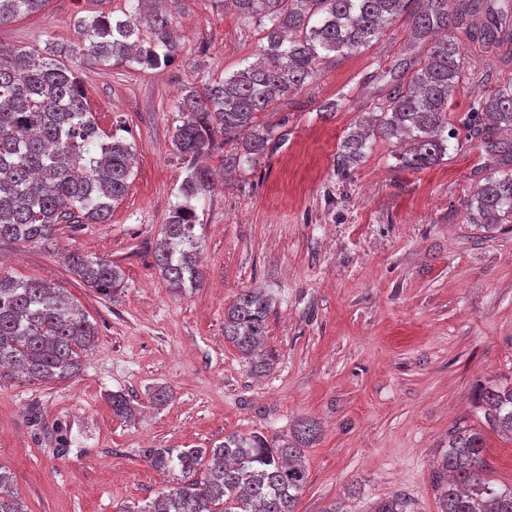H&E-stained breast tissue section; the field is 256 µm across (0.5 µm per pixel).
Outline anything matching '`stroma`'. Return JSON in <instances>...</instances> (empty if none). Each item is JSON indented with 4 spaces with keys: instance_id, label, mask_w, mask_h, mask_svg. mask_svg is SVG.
Segmentation results:
<instances>
[{
    "instance_id": "obj_1",
    "label": "stroma",
    "mask_w": 512,
    "mask_h": 512,
    "mask_svg": "<svg viewBox=\"0 0 512 512\" xmlns=\"http://www.w3.org/2000/svg\"><path fill=\"white\" fill-rule=\"evenodd\" d=\"M125 0H49L0 26L21 49L71 45L76 18L120 14ZM182 51L164 69L76 64L87 108L104 132L121 131L136 161L106 224H62L38 243L1 242L0 271L67 289L96 325L79 375L44 384L0 381V465L26 512H118L166 490L147 448H209L225 435L277 441L295 421L318 426L305 449L308 481L295 512H371L405 495L415 512H440L431 472L458 423L482 425L479 386L512 376V223H473L477 172L491 174L475 142L449 145L435 164L397 166L392 141L373 140L348 176L336 171L343 136L393 88L381 69L422 63L400 16L371 48L322 61L313 79L259 120L281 136L274 155L223 171L237 142L206 158L223 171L197 202L201 288L176 294L153 252L185 165L171 137L186 86L254 62L259 27L229 0H186L173 11ZM512 82V67L473 61L452 96L453 121L476 93ZM339 100L336 111L324 103ZM76 250L118 264L122 288L103 298L68 272ZM247 288L274 299L258 375L224 336V310ZM166 389L164 406L151 402ZM129 394L135 420L112 413ZM69 446L56 450V429ZM495 482L512 486V438L484 427Z\"/></svg>"
}]
</instances>
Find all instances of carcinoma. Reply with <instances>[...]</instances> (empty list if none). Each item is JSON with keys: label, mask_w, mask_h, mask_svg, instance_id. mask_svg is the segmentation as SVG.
I'll list each match as a JSON object with an SVG mask.
<instances>
[{"label": "carcinoma", "mask_w": 512, "mask_h": 512, "mask_svg": "<svg viewBox=\"0 0 512 512\" xmlns=\"http://www.w3.org/2000/svg\"><path fill=\"white\" fill-rule=\"evenodd\" d=\"M47 0H0V25L39 13ZM185 0H127L123 16H85L75 21V53L87 63L172 65L181 44L170 30V7ZM232 0L243 19L262 27L257 59L229 77L186 87L176 103L183 113L171 144L185 164L163 238L155 248L159 275L179 292L201 287L196 263L198 222L195 201L214 173L198 163L214 150L217 137L243 129L250 136L231 165H253L279 148L273 130L257 114L274 108L313 79L320 62L371 47L384 29L411 9V37L425 41L444 29L406 85L398 84L382 106L347 133L336 152V170L354 168L375 138L407 144L398 165L420 170L436 162L448 140H476L482 157L497 170L484 177L468 200L473 223H512V84L471 103L462 128L450 122L452 95L463 81L467 53L512 58V0ZM63 45L46 56L36 49L0 45V241L37 243L55 235L58 224L79 214L82 224H105L125 196L135 162L133 143L106 135L88 112L73 68L59 58ZM69 271L95 293L110 297L123 283L111 261L67 254ZM272 298L248 288L224 311V336L248 360L251 371L271 369L272 356L259 353L266 336ZM97 328L72 295L60 288L0 272V378L17 375L43 383L68 378L81 368L95 344ZM478 401L489 427L512 435V379L486 385ZM136 407L112 394L120 418ZM316 425L298 420L276 445L261 435L230 434L212 448H147L143 458L168 478L170 488L142 506L121 512H295L308 479L303 449ZM484 436L455 425L448 448L432 471L440 512H512V486L486 475ZM13 476L0 465V512H26L12 490ZM372 512H413L394 496Z\"/></svg>", "instance_id": "1"}]
</instances>
